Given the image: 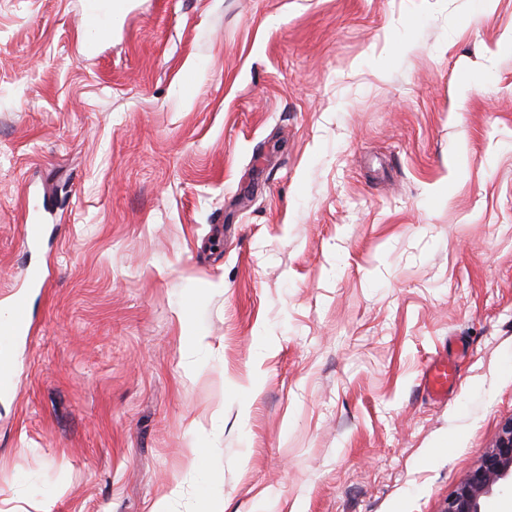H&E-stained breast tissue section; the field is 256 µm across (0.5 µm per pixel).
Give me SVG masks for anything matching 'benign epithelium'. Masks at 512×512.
<instances>
[{
	"label": "benign epithelium",
	"mask_w": 512,
	"mask_h": 512,
	"mask_svg": "<svg viewBox=\"0 0 512 512\" xmlns=\"http://www.w3.org/2000/svg\"><path fill=\"white\" fill-rule=\"evenodd\" d=\"M512 486V420L506 423L493 448L448 497L444 512H483L487 496Z\"/></svg>",
	"instance_id": "7a95c632"
}]
</instances>
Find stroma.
<instances>
[{"label": "stroma", "instance_id": "stroma-1", "mask_svg": "<svg viewBox=\"0 0 512 512\" xmlns=\"http://www.w3.org/2000/svg\"><path fill=\"white\" fill-rule=\"evenodd\" d=\"M109 5L0 0V512H443L512 420V0ZM31 318L29 296L27 292L13 295L9 315L0 320V389H9L12 385L13 364L9 353V344L16 336L27 329ZM455 381V374L448 359L433 362L424 374V387L428 395L440 398L447 394L448 387Z\"/></svg>", "mask_w": 512, "mask_h": 512}]
</instances>
